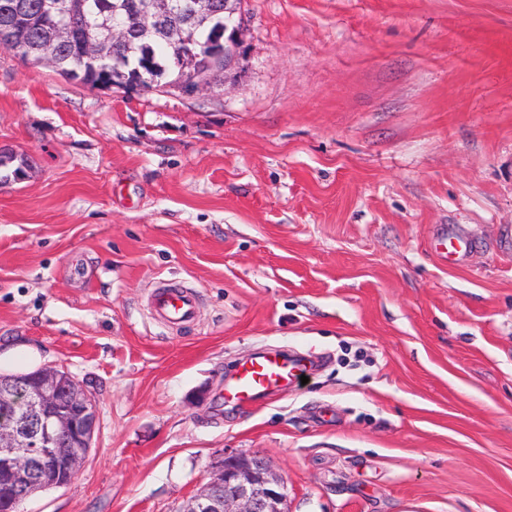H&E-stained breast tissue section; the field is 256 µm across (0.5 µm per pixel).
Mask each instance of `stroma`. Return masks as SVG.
<instances>
[{"label":"stroma","mask_w":512,"mask_h":512,"mask_svg":"<svg viewBox=\"0 0 512 512\" xmlns=\"http://www.w3.org/2000/svg\"><path fill=\"white\" fill-rule=\"evenodd\" d=\"M241 41L194 91L0 50V372L100 414L20 512H179L238 454L289 512H512V0H242ZM262 351L307 383L225 400ZM443 248V257L448 263H455L460 260L470 249L471 243L465 237L448 231V235L441 241ZM159 290L153 299V309L158 319L167 324L183 325L194 320L196 303L191 294L184 291Z\"/></svg>","instance_id":"1"}]
</instances>
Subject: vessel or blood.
Segmentation results:
<instances>
[{"mask_svg":"<svg viewBox=\"0 0 512 512\" xmlns=\"http://www.w3.org/2000/svg\"><path fill=\"white\" fill-rule=\"evenodd\" d=\"M442 243L443 256L451 263L460 260L471 247L468 239L454 232L448 233ZM153 309L161 322L183 325L194 320L196 303L187 292L161 290L154 296ZM305 369L301 360L276 353L251 358L235 370L225 388L226 397L240 404L251 403L262 395L286 390Z\"/></svg>","mask_w":512,"mask_h":512,"instance_id":"b4317fda","label":"vessel or blood"}]
</instances>
